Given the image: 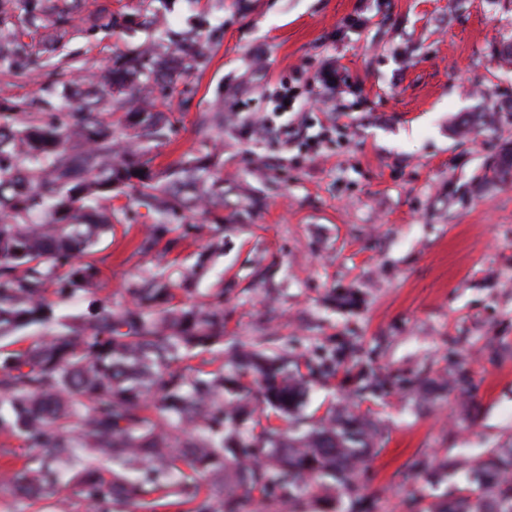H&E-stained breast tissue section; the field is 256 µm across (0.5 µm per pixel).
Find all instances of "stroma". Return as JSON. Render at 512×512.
<instances>
[{
  "instance_id": "35a3bbf8",
  "label": "stroma",
  "mask_w": 512,
  "mask_h": 512,
  "mask_svg": "<svg viewBox=\"0 0 512 512\" xmlns=\"http://www.w3.org/2000/svg\"><path fill=\"white\" fill-rule=\"evenodd\" d=\"M44 4L0 0V33L30 54L0 72V113L51 111L62 79L133 66L148 48L165 56L171 36L195 34L203 57L151 95L168 119L151 154L161 168L203 158L224 177L223 209H191L146 252L152 214L114 196L102 286L56 305V320L128 304L160 269L171 307L223 293L225 347L314 366L294 424L368 422L359 483L377 512L447 502L455 477L424 482L413 459L472 460L512 440V174L482 177L512 151V0H82L63 18ZM99 10L110 27L87 23ZM60 21L69 35L49 48ZM326 68L344 82L299 119L328 142L283 147L269 92ZM211 112L224 126L205 135Z\"/></svg>"
}]
</instances>
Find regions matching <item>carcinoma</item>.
Wrapping results in <instances>:
<instances>
[{"label": "carcinoma", "instance_id": "1", "mask_svg": "<svg viewBox=\"0 0 512 512\" xmlns=\"http://www.w3.org/2000/svg\"><path fill=\"white\" fill-rule=\"evenodd\" d=\"M175 47L193 61L203 56L194 35ZM21 56L1 34L0 69ZM163 69L146 57L132 70L115 68L93 98L65 84L59 100L72 112L0 113V342L52 321L49 289L68 298L101 286L105 259L96 257L97 246L112 232L115 193L132 189L155 215L142 251L192 206L224 207V183L212 166L191 160L153 169L148 144L163 134L160 113H130L123 150L112 135V114L163 78ZM169 296L159 272L116 313L96 303L67 330L26 350L0 351V432L47 450L3 467L26 507L49 500L58 510L61 492L74 483L96 512L126 503L147 512H253L259 501L293 502L333 477L353 512H373L359 494L358 470L345 464L370 448L357 420L327 425L320 418L299 433L268 419L256 422L259 433L224 444L239 420L224 407V367L184 366L194 350L224 339V310H175ZM235 359L234 390L258 387L277 418L287 419L296 393L283 365L256 350H239ZM175 429L178 455L169 449ZM463 466L454 456L437 469L424 458L411 462L426 482ZM507 474L512 445L489 449L454 488L455 509L434 512H512V483L501 486Z\"/></svg>", "mask_w": 512, "mask_h": 512}]
</instances>
